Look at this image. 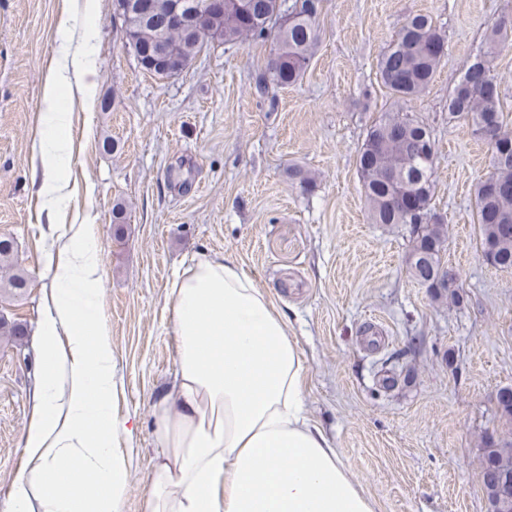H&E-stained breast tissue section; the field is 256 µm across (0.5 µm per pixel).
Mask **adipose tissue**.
Returning <instances> with one entry per match:
<instances>
[{
    "instance_id": "ef3b65f1",
    "label": "adipose tissue",
    "mask_w": 512,
    "mask_h": 512,
    "mask_svg": "<svg viewBox=\"0 0 512 512\" xmlns=\"http://www.w3.org/2000/svg\"><path fill=\"white\" fill-rule=\"evenodd\" d=\"M45 75L34 184L57 241L44 322L41 401L29 468L5 512H124L128 454L117 448L110 334L102 322L92 212L69 215L72 141L61 96L94 94L96 31L61 16ZM175 371L154 407L146 512H376L304 407L305 360L272 294L234 260L197 256L170 286ZM66 334L58 343V334Z\"/></svg>"
}]
</instances>
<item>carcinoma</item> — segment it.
I'll return each instance as SVG.
<instances>
[{
  "instance_id": "obj_1",
  "label": "carcinoma",
  "mask_w": 512,
  "mask_h": 512,
  "mask_svg": "<svg viewBox=\"0 0 512 512\" xmlns=\"http://www.w3.org/2000/svg\"><path fill=\"white\" fill-rule=\"evenodd\" d=\"M142 0H127L128 11L137 44L151 46L164 38L181 60L190 63L217 37L227 45L243 40L270 44L264 70V82L287 86L304 75L319 40V4L322 0H292L295 14L277 28L266 27L272 18L277 0H229L224 11L205 16L202 27L174 25L162 28L157 17L166 11L169 0H151L157 8L153 14L138 10ZM446 54L445 40L432 17L415 14L408 18L396 37L381 52L378 77L395 102H407L421 95L437 73ZM499 87L491 73L488 58L477 55L460 76L448 100V119H468L473 133L485 129L487 142H496L506 149L507 157L494 162L493 180L509 188L496 192L484 181L475 188L477 224L481 229L482 252L491 256L493 265L512 269V122L505 115L500 93L486 90L488 85ZM435 141L428 127L401 106L381 113L370 126L357 157V172L373 224L421 225L413 230L415 238L410 250V276L421 284L434 288L430 282L444 269L442 253L448 241V225L435 219L432 199L435 169L428 156L416 150L421 139ZM397 192H414L417 213L409 216L393 208ZM14 244L0 239V269L6 276L0 288L16 294L27 288V278L21 271H12ZM27 335V324L0 317V337L17 346ZM481 470L496 466L503 460L512 461V440L489 439ZM489 500H506L501 512H512V470L500 473L499 482L485 490Z\"/></svg>"
}]
</instances>
